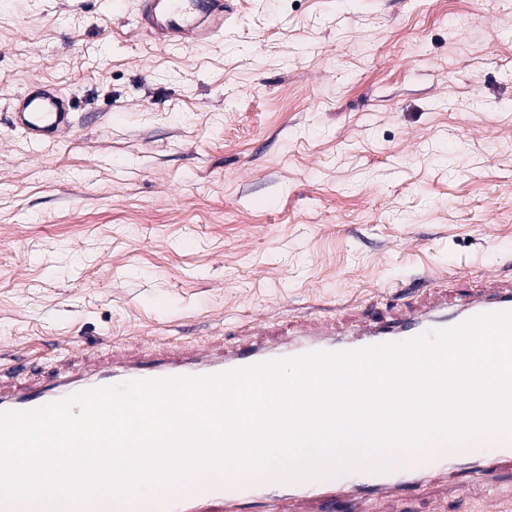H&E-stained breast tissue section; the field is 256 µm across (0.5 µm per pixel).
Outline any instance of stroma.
I'll return each mask as SVG.
<instances>
[{
    "instance_id": "stroma-1",
    "label": "stroma",
    "mask_w": 512,
    "mask_h": 512,
    "mask_svg": "<svg viewBox=\"0 0 512 512\" xmlns=\"http://www.w3.org/2000/svg\"><path fill=\"white\" fill-rule=\"evenodd\" d=\"M163 48L134 0H0V365L231 348L248 331L512 281V0H234ZM80 103L36 146L29 82ZM394 512H512L434 480ZM8 111L12 127L42 146L59 142L73 129L78 103L49 84L33 81L12 96Z\"/></svg>"
}]
</instances>
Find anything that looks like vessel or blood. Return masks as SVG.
Here are the masks:
<instances>
[{
    "label": "vessel or blood",
    "mask_w": 512,
    "mask_h": 512,
    "mask_svg": "<svg viewBox=\"0 0 512 512\" xmlns=\"http://www.w3.org/2000/svg\"><path fill=\"white\" fill-rule=\"evenodd\" d=\"M228 0H138L136 21L162 46L196 47L212 42L224 32ZM78 103L51 85L33 81L12 96V127L34 145H50L70 132ZM512 311V287L463 291L457 299L413 303L393 314L376 313L341 329L332 323L297 327L292 338L252 341L215 352L112 355L105 361L78 368L64 367L49 379L15 382L20 365L0 368V411L34 410L79 392L129 381L177 377L204 378L245 369L270 360L301 357L313 352H340L393 342H407L434 330L458 326L471 317ZM469 464L460 466L454 456L405 458L387 472L360 466L337 476L314 479L296 486L290 473L277 483L248 475L245 483H216L205 476L177 493L139 496L129 502L102 497L84 504L68 503L62 512H252L264 505L268 512H366L371 501L402 496L429 479L452 474L473 482L494 485L512 471V436L491 434L475 439L466 452Z\"/></svg>",
    "instance_id": "1"
}]
</instances>
